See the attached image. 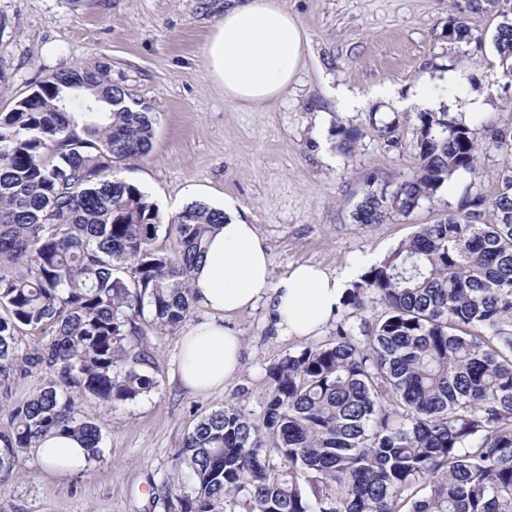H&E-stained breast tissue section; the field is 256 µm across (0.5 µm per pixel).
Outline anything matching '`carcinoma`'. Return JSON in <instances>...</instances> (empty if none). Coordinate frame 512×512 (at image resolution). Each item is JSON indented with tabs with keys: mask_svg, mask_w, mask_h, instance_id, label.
<instances>
[{
	"mask_svg": "<svg viewBox=\"0 0 512 512\" xmlns=\"http://www.w3.org/2000/svg\"><path fill=\"white\" fill-rule=\"evenodd\" d=\"M448 35L475 38L460 18ZM494 46L512 78V23ZM416 119V170L367 192L356 223L409 215L455 176H480L469 126L448 112ZM153 139L151 112L106 62L41 79L0 112V379L46 372L7 411L0 482L48 435L78 436L98 457L84 401L159 388L146 329L190 316V272L224 212L193 202L165 226L148 194L112 177ZM163 229L170 253L154 248ZM371 295L385 307L375 322L342 317L335 339L266 368L260 419L227 404L196 423L165 484L191 485L177 512H512V165L492 199L465 195L367 268L343 307ZM23 326L37 346L21 347Z\"/></svg>",
	"mask_w": 512,
	"mask_h": 512,
	"instance_id": "1",
	"label": "carcinoma"
}]
</instances>
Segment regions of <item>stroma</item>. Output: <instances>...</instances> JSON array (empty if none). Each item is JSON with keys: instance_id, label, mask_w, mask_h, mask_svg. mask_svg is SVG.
Listing matches in <instances>:
<instances>
[{"instance_id": "1", "label": "stroma", "mask_w": 512, "mask_h": 512, "mask_svg": "<svg viewBox=\"0 0 512 512\" xmlns=\"http://www.w3.org/2000/svg\"><path fill=\"white\" fill-rule=\"evenodd\" d=\"M283 2L302 26L304 62L282 96L258 108L225 98L203 66L224 0H0V112L36 80L109 62L113 83L156 119L151 150L114 166V178L139 186L168 223L191 202L234 200L256 225L276 273L293 263L339 272L378 262L464 195L494 196L512 151L481 153V178L452 179L409 216L353 219L367 191L393 189L413 173L420 86L434 111L462 119L477 140L491 127L512 129V78L494 47L499 24L512 22V0L481 11L469 10L467 0ZM452 14L474 41L449 38ZM393 119L401 128L396 147L377 132ZM341 128L360 133L348 156L337 148ZM227 325L244 353L223 389L200 394L180 384L176 354L187 326L150 333L159 389L125 406L84 405L103 430L100 457L48 470L28 454L22 474L0 483V505L7 512H166L153 491L173 477L184 435L227 404L260 417L266 367L304 346L276 336L260 305Z\"/></svg>"}]
</instances>
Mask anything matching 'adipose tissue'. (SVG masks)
Masks as SVG:
<instances>
[{"label": "adipose tissue", "instance_id": "adipose-tissue-1", "mask_svg": "<svg viewBox=\"0 0 512 512\" xmlns=\"http://www.w3.org/2000/svg\"><path fill=\"white\" fill-rule=\"evenodd\" d=\"M304 32L283 0H226L205 50L207 76L225 98L257 106L272 105L302 66ZM224 222L211 234L191 271L192 286L208 320L183 336L176 356L180 382L207 393L223 388L241 367L243 343L226 317L265 302L275 334L291 339L318 335L334 319L346 294L344 275L297 263L273 273L266 246L232 201L224 203ZM35 452L43 466L83 463L82 444L52 436Z\"/></svg>", "mask_w": 512, "mask_h": 512}]
</instances>
